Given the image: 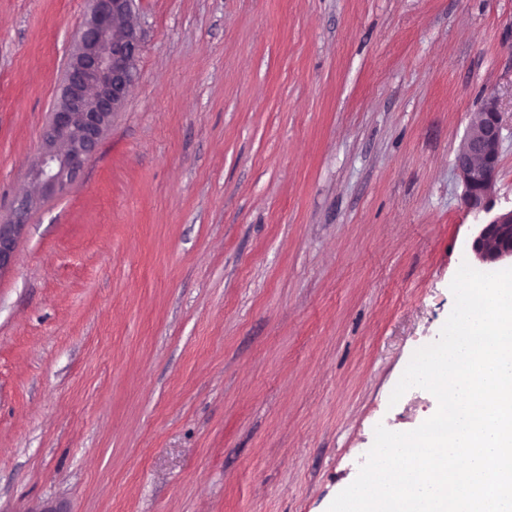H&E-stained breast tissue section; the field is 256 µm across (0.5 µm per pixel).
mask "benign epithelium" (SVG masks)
<instances>
[{
  "instance_id": "obj_1",
  "label": "benign epithelium",
  "mask_w": 512,
  "mask_h": 512,
  "mask_svg": "<svg viewBox=\"0 0 512 512\" xmlns=\"http://www.w3.org/2000/svg\"><path fill=\"white\" fill-rule=\"evenodd\" d=\"M134 0H91L89 18L78 33L60 98L42 135L30 175L41 194L61 193L83 169L136 80L141 31ZM502 115L489 99L472 113L455 157L464 204L490 218L477 225L471 249L483 264L512 263V208L493 211L491 200L501 162ZM35 199H24L0 224V271L15 254Z\"/></svg>"
}]
</instances>
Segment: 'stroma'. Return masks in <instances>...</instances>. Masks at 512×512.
I'll return each instance as SVG.
<instances>
[{"label":"stroma","instance_id":"obj_1","mask_svg":"<svg viewBox=\"0 0 512 512\" xmlns=\"http://www.w3.org/2000/svg\"><path fill=\"white\" fill-rule=\"evenodd\" d=\"M137 77L0 272V512H327L454 306L512 0H135ZM89 0H0V222ZM502 115L491 98L472 113L455 157V170L464 187V204L490 214L501 162Z\"/></svg>","mask_w":512,"mask_h":512}]
</instances>
